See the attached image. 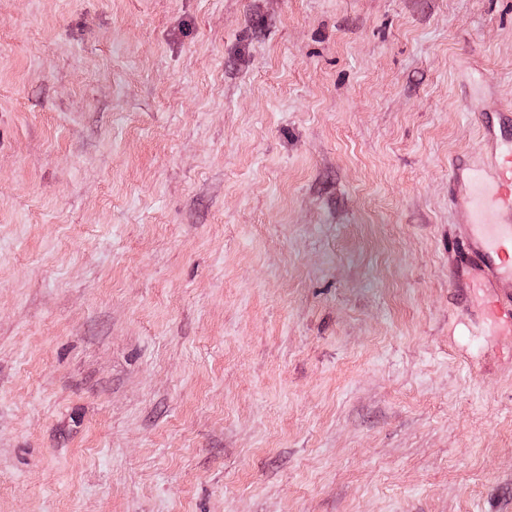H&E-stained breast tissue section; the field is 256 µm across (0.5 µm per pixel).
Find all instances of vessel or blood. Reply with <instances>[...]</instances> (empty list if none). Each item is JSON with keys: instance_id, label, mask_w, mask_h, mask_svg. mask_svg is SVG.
<instances>
[{"instance_id": "obj_1", "label": "vessel or blood", "mask_w": 512, "mask_h": 512, "mask_svg": "<svg viewBox=\"0 0 512 512\" xmlns=\"http://www.w3.org/2000/svg\"><path fill=\"white\" fill-rule=\"evenodd\" d=\"M468 107L481 122L482 136L476 156L451 165V182L467 183L471 193L450 280L465 294L483 288L488 302L482 318L512 331V106H490L478 93Z\"/></svg>"}]
</instances>
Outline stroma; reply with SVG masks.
Here are the masks:
<instances>
[{
    "label": "stroma",
    "mask_w": 512,
    "mask_h": 512,
    "mask_svg": "<svg viewBox=\"0 0 512 512\" xmlns=\"http://www.w3.org/2000/svg\"><path fill=\"white\" fill-rule=\"evenodd\" d=\"M476 89L512 0H0V512H512Z\"/></svg>",
    "instance_id": "35a3bbf8"
}]
</instances>
